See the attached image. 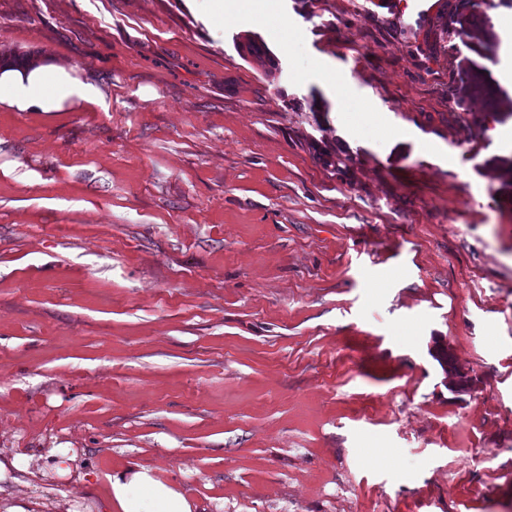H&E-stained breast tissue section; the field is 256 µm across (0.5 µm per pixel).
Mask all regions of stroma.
<instances>
[{"mask_svg": "<svg viewBox=\"0 0 512 512\" xmlns=\"http://www.w3.org/2000/svg\"><path fill=\"white\" fill-rule=\"evenodd\" d=\"M458 3L0 0L99 90L0 103V512L132 461L194 512H512V122L448 96Z\"/></svg>", "mask_w": 512, "mask_h": 512, "instance_id": "35a3bbf8", "label": "stroma"}]
</instances>
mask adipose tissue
<instances>
[{
    "label": "adipose tissue",
    "mask_w": 512,
    "mask_h": 512,
    "mask_svg": "<svg viewBox=\"0 0 512 512\" xmlns=\"http://www.w3.org/2000/svg\"><path fill=\"white\" fill-rule=\"evenodd\" d=\"M95 88L62 66L7 68L0 71V100L20 111L49 112L65 103L91 102ZM113 512H193L192 502L153 468L129 462L108 477Z\"/></svg>",
    "instance_id": "obj_1"
}]
</instances>
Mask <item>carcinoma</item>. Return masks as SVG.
Here are the masks:
<instances>
[{
	"instance_id": "cac0c4a2",
	"label": "carcinoma",
	"mask_w": 512,
	"mask_h": 512,
	"mask_svg": "<svg viewBox=\"0 0 512 512\" xmlns=\"http://www.w3.org/2000/svg\"><path fill=\"white\" fill-rule=\"evenodd\" d=\"M476 7L473 0H459L455 11L448 17L449 35L480 33L478 40L468 44L475 57H465L457 63L456 78L448 93L460 105L470 98H481L485 110L495 121L503 123L512 118V98L480 63V60L489 58L496 43V34L486 14Z\"/></svg>"
}]
</instances>
